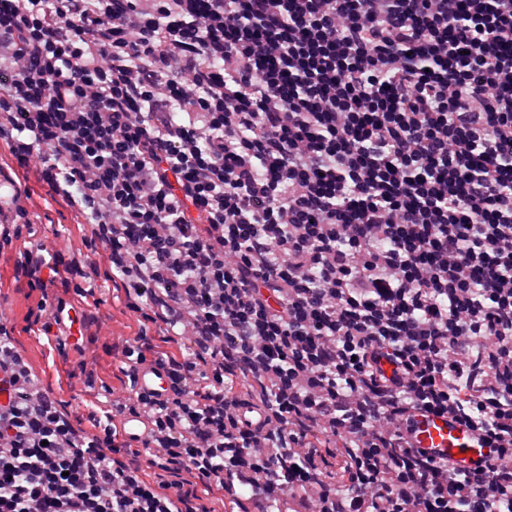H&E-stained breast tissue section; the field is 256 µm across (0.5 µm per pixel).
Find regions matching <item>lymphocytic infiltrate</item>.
<instances>
[{
	"instance_id": "f902f5d3",
	"label": "lymphocytic infiltrate",
	"mask_w": 512,
	"mask_h": 512,
	"mask_svg": "<svg viewBox=\"0 0 512 512\" xmlns=\"http://www.w3.org/2000/svg\"><path fill=\"white\" fill-rule=\"evenodd\" d=\"M0 112L190 344L172 398L116 407L155 461L260 512L512 501V0H0ZM5 332L0 512H183ZM418 411L484 468L411 447Z\"/></svg>"
}]
</instances>
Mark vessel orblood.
<instances>
[{
    "label": "vessel or blood",
    "mask_w": 512,
    "mask_h": 512,
    "mask_svg": "<svg viewBox=\"0 0 512 512\" xmlns=\"http://www.w3.org/2000/svg\"><path fill=\"white\" fill-rule=\"evenodd\" d=\"M53 321L65 338L75 346L85 344L90 321L84 303L70 301L54 308ZM137 388L146 395L165 399L173 393V383L159 365L144 364L137 375ZM414 447L424 448L437 458L448 460L457 468L473 471L484 464L486 451L472 440L469 431L449 414H428L418 417Z\"/></svg>",
    "instance_id": "obj_1"
}]
</instances>
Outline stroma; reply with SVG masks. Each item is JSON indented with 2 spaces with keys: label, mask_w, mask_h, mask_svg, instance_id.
I'll return each mask as SVG.
<instances>
[{
  "label": "stroma",
  "mask_w": 512,
  "mask_h": 512,
  "mask_svg": "<svg viewBox=\"0 0 512 512\" xmlns=\"http://www.w3.org/2000/svg\"><path fill=\"white\" fill-rule=\"evenodd\" d=\"M0 176L29 189L33 223L31 234L0 247V322L40 380L42 392L57 401L76 431L96 434L103 411L124 389L121 357L113 343L143 331L154 356H177L184 346L128 308L126 292L121 282L113 280L105 250L95 240L91 225L81 223L76 206L68 200L48 196L38 160L22 167L10 163L0 170ZM33 243L53 250L62 262L77 260L94 267L93 281L64 273L48 293L28 288L21 262ZM45 295L53 301L65 298L86 304L94 318L87 348H71L63 337L46 333L49 317L38 310Z\"/></svg>",
  "instance_id": "35a3bbf8"
}]
</instances>
